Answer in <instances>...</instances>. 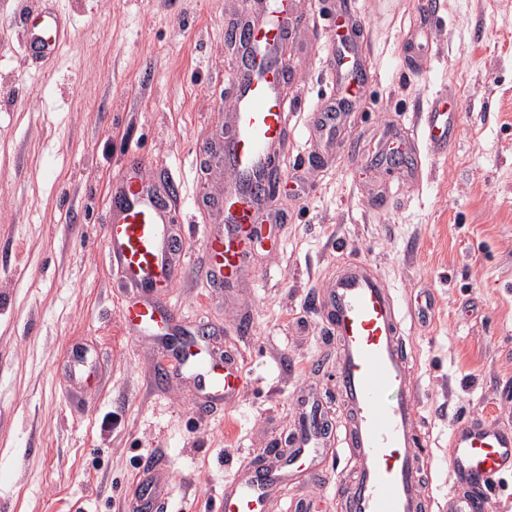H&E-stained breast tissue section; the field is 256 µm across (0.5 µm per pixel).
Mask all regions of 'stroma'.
<instances>
[{
	"label": "stroma",
	"mask_w": 512,
	"mask_h": 512,
	"mask_svg": "<svg viewBox=\"0 0 512 512\" xmlns=\"http://www.w3.org/2000/svg\"><path fill=\"white\" fill-rule=\"evenodd\" d=\"M66 47L23 49L41 0H0V512H126L137 478L161 474L162 512H222L226 484L267 448H287L299 397L317 388L344 430L336 337L314 310L361 261L392 288L420 387L429 512H448V435L463 413L512 426V0H294L284 92L296 100L273 200L283 221L231 289L210 277L230 175L195 143L222 136L237 53L224 30L244 0H55ZM347 14L365 82L326 146L313 116L345 92L331 29ZM460 114L447 154L374 158L413 139L432 97ZM171 181L174 232L192 257L166 292L188 333L230 352L234 403L198 412V382L161 364L163 342L127 325L107 258L114 179L128 152ZM328 482L282 486L265 512L328 499L350 478L331 448Z\"/></svg>",
	"instance_id": "1"
}]
</instances>
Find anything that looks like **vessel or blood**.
<instances>
[{
  "label": "vessel or blood",
  "instance_id": "obj_1",
  "mask_svg": "<svg viewBox=\"0 0 512 512\" xmlns=\"http://www.w3.org/2000/svg\"><path fill=\"white\" fill-rule=\"evenodd\" d=\"M293 0H265L260 22L236 30L248 54L239 63L235 120L224 132L221 154L231 176L224 190V235L211 248L224 268L225 283L247 266L254 240L264 233L256 220L258 199L271 195L278 171L277 146L287 139L288 114L294 104L284 95L288 61L282 50L294 22ZM69 28L55 9L42 8L24 28V47L34 58L56 55L69 41ZM454 111L432 100L423 113L418 139L422 148L443 155L453 142ZM142 156L126 155L121 177L112 186L115 206L106 229L114 267L129 287L159 291L187 276L188 263H174L175 243L168 232L172 209L145 185ZM328 325L336 336V385L349 415L342 447L354 457L355 480L343 493L344 512H424L420 496L422 461L427 447L418 434L419 385L404 354L396 299L361 263H354L321 295ZM160 312L149 303L128 306L123 317L134 326L155 329ZM211 396L232 400L241 372L218 363L205 341L186 357ZM318 399H303V412L292 449L277 469L250 462L248 481L224 490V512H263L281 483L307 473L315 483L325 476L316 467L324 437L318 423ZM448 512H489L499 480L512 474V427H500L471 415L451 423L448 437Z\"/></svg>",
  "mask_w": 512,
  "mask_h": 512
}]
</instances>
